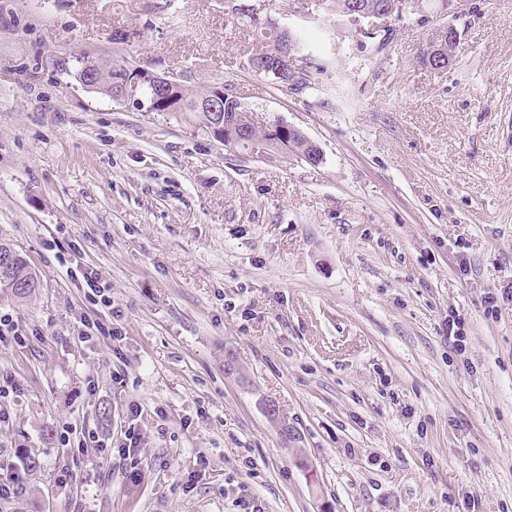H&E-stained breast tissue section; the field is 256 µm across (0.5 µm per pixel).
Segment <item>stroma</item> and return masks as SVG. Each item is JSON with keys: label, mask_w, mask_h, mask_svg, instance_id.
Returning <instances> with one entry per match:
<instances>
[{"label": "stroma", "mask_w": 512, "mask_h": 512, "mask_svg": "<svg viewBox=\"0 0 512 512\" xmlns=\"http://www.w3.org/2000/svg\"><path fill=\"white\" fill-rule=\"evenodd\" d=\"M476 2L423 0L382 45L311 0H256L310 48L315 86L298 89L246 66L224 0H0V240L40 281L0 291L21 332L0 340L17 386L0 484L27 485L0 512H512V0ZM446 23L442 75L421 56ZM87 55L223 82L323 160L259 157L87 92ZM86 317L121 341H81ZM442 28L448 30V37L447 40L444 38H438L439 34H437L438 29L436 32L432 34V37L430 39V42L433 41L435 38H437L438 45L442 46L440 51L438 53L433 54L432 56H429L426 51L423 53L421 57V62L428 67V65L434 69V71L441 73V74H447L448 73V57L453 60V52L456 44H449L448 45V39H450L452 42H457V39L459 37L457 29L450 24L442 25ZM443 42V43H442ZM444 55V58L442 60L440 59V56ZM442 61V65L440 66L439 63Z\"/></svg>", "instance_id": "35a3bbf8"}]
</instances>
